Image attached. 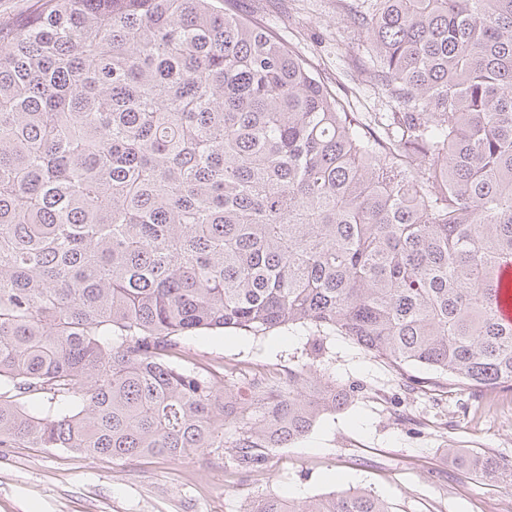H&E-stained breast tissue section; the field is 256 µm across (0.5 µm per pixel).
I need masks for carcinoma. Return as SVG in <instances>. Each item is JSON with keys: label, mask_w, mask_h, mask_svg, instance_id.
Instances as JSON below:
<instances>
[{"label": "carcinoma", "mask_w": 512, "mask_h": 512, "mask_svg": "<svg viewBox=\"0 0 512 512\" xmlns=\"http://www.w3.org/2000/svg\"><path fill=\"white\" fill-rule=\"evenodd\" d=\"M37 3L0 23L1 448L178 460L229 426L254 473L359 393L311 395L302 366L243 401L176 365L203 329L306 326L407 387L422 366L512 390V0L354 10L372 126L216 0ZM249 512L391 509L350 489Z\"/></svg>", "instance_id": "1"}]
</instances>
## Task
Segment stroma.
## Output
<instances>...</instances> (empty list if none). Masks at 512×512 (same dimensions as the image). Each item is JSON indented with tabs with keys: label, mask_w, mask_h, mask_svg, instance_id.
<instances>
[{
	"label": "stroma",
	"mask_w": 512,
	"mask_h": 512,
	"mask_svg": "<svg viewBox=\"0 0 512 512\" xmlns=\"http://www.w3.org/2000/svg\"><path fill=\"white\" fill-rule=\"evenodd\" d=\"M308 59L351 111L370 120L388 105L369 78L368 45L342 0H232ZM179 364L226 375L241 398L254 382L288 392V374L360 385L344 410L302 440L274 449L263 474L236 470L225 447L177 460L84 456L64 448H0V512H247L269 494L299 502L364 488L392 512H512V485L462 465L477 450L512 461V390H460L413 367L415 389L347 337L316 341L306 328L182 337Z\"/></svg>",
	"instance_id": "1"
}]
</instances>
